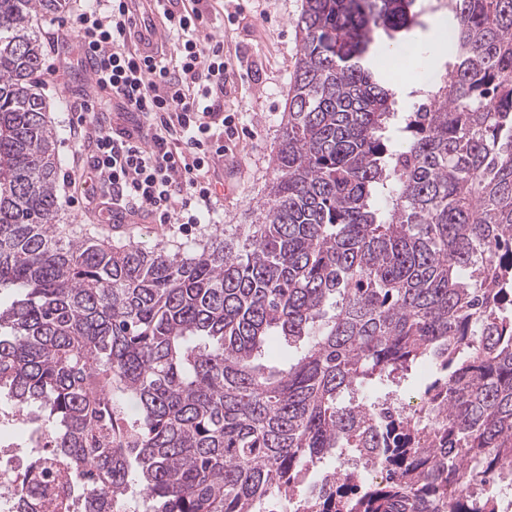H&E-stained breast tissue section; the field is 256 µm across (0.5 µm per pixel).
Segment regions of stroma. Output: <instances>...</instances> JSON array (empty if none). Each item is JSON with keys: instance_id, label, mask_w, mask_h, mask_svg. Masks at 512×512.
<instances>
[{"instance_id": "stroma-1", "label": "stroma", "mask_w": 512, "mask_h": 512, "mask_svg": "<svg viewBox=\"0 0 512 512\" xmlns=\"http://www.w3.org/2000/svg\"><path fill=\"white\" fill-rule=\"evenodd\" d=\"M419 2L424 9L423 26L415 31L414 38L420 47L431 50L450 26L447 0ZM201 9L210 32L223 38L230 61L224 111L234 115L237 132L227 142L223 161L215 165L223 204L215 226L228 229L255 219L256 204L263 200L272 177L286 93L300 50L295 25L302 0H245L240 11L232 0H203ZM89 70L72 41L54 46L46 43L41 90L53 105L51 117L58 131L61 160L57 193L68 224L95 229L116 245L151 247L161 243L174 250L199 241L204 230L200 224L179 230L155 222L116 223L107 212L70 204V197L79 193L73 181L78 177L80 158L70 121L82 101L95 97Z\"/></svg>"}]
</instances>
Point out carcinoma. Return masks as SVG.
Masks as SVG:
<instances>
[{
    "label": "carcinoma",
    "mask_w": 512,
    "mask_h": 512,
    "mask_svg": "<svg viewBox=\"0 0 512 512\" xmlns=\"http://www.w3.org/2000/svg\"><path fill=\"white\" fill-rule=\"evenodd\" d=\"M58 0H0V395L89 512H501L512 485V0H449L443 82L393 109L417 0H304L258 223L186 252L59 227L36 75ZM270 336L304 341L283 369ZM428 363L408 412L379 390ZM136 403L140 416L124 413ZM385 473L356 470L342 452ZM28 484L19 512H39Z\"/></svg>",
    "instance_id": "1"
}]
</instances>
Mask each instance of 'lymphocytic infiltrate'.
I'll return each mask as SVG.
<instances>
[{
    "mask_svg": "<svg viewBox=\"0 0 512 512\" xmlns=\"http://www.w3.org/2000/svg\"><path fill=\"white\" fill-rule=\"evenodd\" d=\"M164 37L135 0H88L73 28L95 84L126 121L112 123L81 103L72 122L83 152L79 185L87 207L113 218L201 224L219 211L210 169L224 155L228 63L194 0H162Z\"/></svg>",
    "mask_w": 512,
    "mask_h": 512,
    "instance_id": "obj_1",
    "label": "lymphocytic infiltrate"
}]
</instances>
